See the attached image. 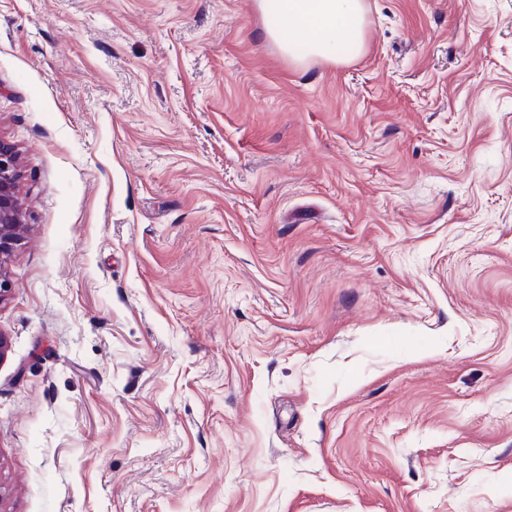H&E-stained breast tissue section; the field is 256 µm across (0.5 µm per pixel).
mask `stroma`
Listing matches in <instances>:
<instances>
[{"instance_id": "1", "label": "stroma", "mask_w": 512, "mask_h": 512, "mask_svg": "<svg viewBox=\"0 0 512 512\" xmlns=\"http://www.w3.org/2000/svg\"><path fill=\"white\" fill-rule=\"evenodd\" d=\"M0 0V512H512V0ZM265 33L288 59L336 62L363 46V0H254ZM18 154L0 141V256L20 240L25 214L17 197Z\"/></svg>"}]
</instances>
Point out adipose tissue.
Here are the masks:
<instances>
[{"label":"adipose tissue","mask_w":512,"mask_h":512,"mask_svg":"<svg viewBox=\"0 0 512 512\" xmlns=\"http://www.w3.org/2000/svg\"><path fill=\"white\" fill-rule=\"evenodd\" d=\"M265 33L288 59L335 62L363 46V0H254Z\"/></svg>","instance_id":"1"}]
</instances>
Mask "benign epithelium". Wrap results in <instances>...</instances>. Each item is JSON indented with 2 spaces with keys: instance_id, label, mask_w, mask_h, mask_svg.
Segmentation results:
<instances>
[{
  "instance_id": "obj_1",
  "label": "benign epithelium",
  "mask_w": 512,
  "mask_h": 512,
  "mask_svg": "<svg viewBox=\"0 0 512 512\" xmlns=\"http://www.w3.org/2000/svg\"><path fill=\"white\" fill-rule=\"evenodd\" d=\"M18 154L0 141V256L20 240L25 214L17 197Z\"/></svg>"
}]
</instances>
